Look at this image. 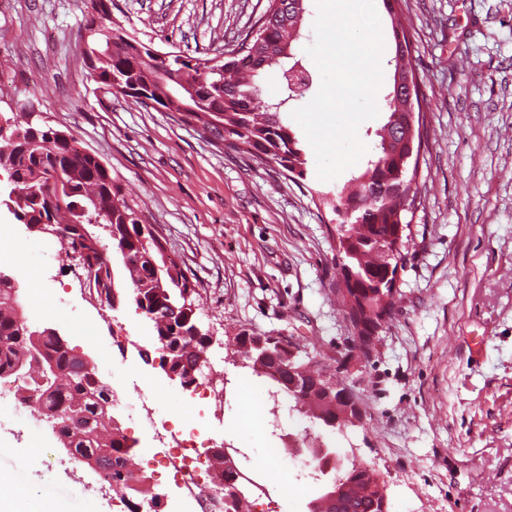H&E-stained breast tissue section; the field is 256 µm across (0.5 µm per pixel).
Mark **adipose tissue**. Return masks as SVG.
<instances>
[{
	"instance_id": "obj_1",
	"label": "adipose tissue",
	"mask_w": 512,
	"mask_h": 512,
	"mask_svg": "<svg viewBox=\"0 0 512 512\" xmlns=\"http://www.w3.org/2000/svg\"><path fill=\"white\" fill-rule=\"evenodd\" d=\"M87 508L85 500L40 492L28 475L0 472V512H86Z\"/></svg>"
}]
</instances>
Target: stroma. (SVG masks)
I'll use <instances>...</instances> for the list:
<instances>
[{
  "label": "stroma",
  "mask_w": 512,
  "mask_h": 512,
  "mask_svg": "<svg viewBox=\"0 0 512 512\" xmlns=\"http://www.w3.org/2000/svg\"><path fill=\"white\" fill-rule=\"evenodd\" d=\"M268 0H112V18L161 51L214 58L253 32ZM84 0H0V117L17 103L42 112L97 156L138 202L145 223L199 282L198 319L213 343L211 377L224 385V420L207 435L233 445L240 469L268 483L255 512H309L323 482L288 446L309 433L375 469L389 512H512V0H402L378 7L384 58L393 28L412 41L425 115L421 192L396 275L397 303L369 358H349L354 329L341 302L336 216L320 205L316 158L309 177L215 140L176 113L103 91L81 55ZM24 259L0 260L17 276L35 326L58 329L91 354L98 376L135 401L152 392L173 420L184 389L159 367L149 320L129 304L99 318L73 281L70 259L46 264L57 238L27 231L0 204ZM247 329L289 336L329 368L347 361L360 426L325 430L297 411L271 426L266 379L226 344ZM255 425L235 422L249 400ZM48 424L0 407V471L25 472L46 492L126 512L82 464L37 466Z\"/></svg>",
  "instance_id": "35a3bbf8"
}]
</instances>
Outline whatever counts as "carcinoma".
Wrapping results in <instances>:
<instances>
[{
  "instance_id": "carcinoma-1",
  "label": "carcinoma",
  "mask_w": 512,
  "mask_h": 512,
  "mask_svg": "<svg viewBox=\"0 0 512 512\" xmlns=\"http://www.w3.org/2000/svg\"><path fill=\"white\" fill-rule=\"evenodd\" d=\"M108 0H86L83 59L93 79L112 94L132 98L146 106L176 112L181 120L192 121L210 131L228 146L243 145L262 161L277 164L292 177H307L305 150L288 124L292 101L306 96L313 76L294 53L302 39L299 11L306 0H268L258 19L255 35L246 36L235 48L224 52V73L210 71V60L181 53L159 58L153 47L132 39L118 23L108 27ZM393 72L415 74L411 43L404 29L393 28ZM277 68L288 95L277 102L263 97L257 77ZM388 120L376 131L378 154L367 161L359 174L332 192H317L319 202L336 214V239L340 266L347 267L355 280L348 297L347 314L358 334V348L364 358L372 350V334L389 318L394 296L388 284L395 280L403 261L408 228L405 213L418 197L416 172L409 171V153H420V127L409 132L412 108L407 93L392 90L386 95ZM62 131L35 116L25 103L0 122V170L11 185L7 202L17 220L40 224L43 219L60 225L66 243L81 237L79 227L94 223L96 205L112 199V247L119 255L123 277L132 289L124 293L111 274L95 285L112 295V301H130L135 310L152 322L153 339L160 360L183 371L198 373L208 363L207 347L194 340L200 326L196 311L198 281L168 254L166 241L153 225L143 222L138 205L127 198L122 186L100 160L84 153L75 140L61 137ZM358 214V223L346 224L342 213ZM400 242L392 257L388 249ZM87 258L99 266L111 261L108 247L93 237L83 244ZM18 301L14 283L0 282V377L16 379L20 354L37 346L43 359L63 373L38 387L40 405L52 412L59 434L69 440L73 460L105 453L108 464L104 477L112 482L128 512H140L129 498L131 483L139 480L128 468L133 445L120 431L105 436L100 431L104 404L112 394L95 372L84 369L70 344L54 335L33 342L17 321L13 303ZM233 346L249 362L253 373L270 382L268 396L285 398L292 409L307 414L327 429L357 427L362 412L336 395L317 387L326 377L342 389L344 381L314 358L301 356L299 346L286 336L259 335L245 329L232 337ZM344 491L336 498L333 512H389L374 469L356 461L335 471ZM238 473L226 471L224 512H249L231 490L240 487Z\"/></svg>"
}]
</instances>
